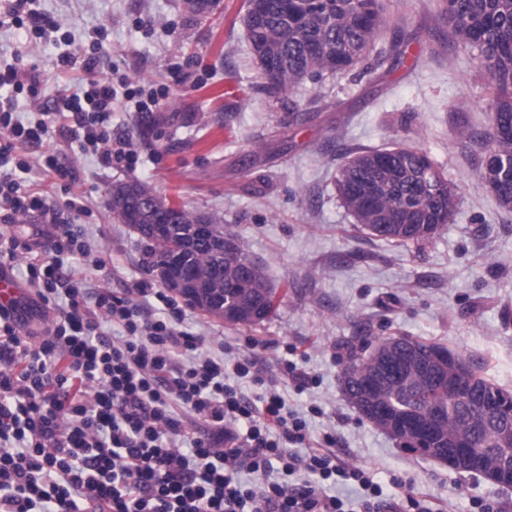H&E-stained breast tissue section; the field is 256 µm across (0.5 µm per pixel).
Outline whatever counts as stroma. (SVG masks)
Masks as SVG:
<instances>
[{
	"label": "stroma",
	"instance_id": "stroma-1",
	"mask_svg": "<svg viewBox=\"0 0 512 512\" xmlns=\"http://www.w3.org/2000/svg\"><path fill=\"white\" fill-rule=\"evenodd\" d=\"M245 5L217 0L207 19L193 22L182 0H39V10L59 22L57 32L0 27V63L21 53L41 74L39 103L0 88L19 120L54 111L61 90L80 92L84 72L56 70L53 61L98 46L99 69L121 94L112 136L131 140L137 152L134 164L103 170L60 139L55 152L75 180L35 167L28 185L62 209L83 196L86 212L69 221L108 256L105 268L88 272L92 296L139 281L161 284L146 245L112 217L116 183H148L220 219L283 297L255 326L185 310L205 350L228 360L254 355L263 381L239 380L242 393L255 401L265 386L277 389L305 420L309 446L332 437L339 460L362 468L383 499L415 492L445 512H480L483 503L512 512V488L402 452L358 417L342 390L348 351L366 356L379 338L410 336L486 364L493 382L512 391V211L482 180L493 114L470 49L449 37L444 0H385L389 23L376 46L403 43V65L392 69L372 57L366 70L327 73L274 96L259 89ZM395 144L427 154L456 188L452 223L425 243L365 234L336 193L346 158ZM288 356L308 373L305 386L282 375Z\"/></svg>",
	"mask_w": 512,
	"mask_h": 512
}]
</instances>
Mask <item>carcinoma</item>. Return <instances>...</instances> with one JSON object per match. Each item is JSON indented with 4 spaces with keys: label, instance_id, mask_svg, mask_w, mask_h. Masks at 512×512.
Returning <instances> with one entry per match:
<instances>
[{
    "label": "carcinoma",
    "instance_id": "obj_1",
    "mask_svg": "<svg viewBox=\"0 0 512 512\" xmlns=\"http://www.w3.org/2000/svg\"><path fill=\"white\" fill-rule=\"evenodd\" d=\"M384 0H247L243 23L268 94L290 93L307 79L329 71H347L361 64L383 31ZM444 16L450 35L457 43L476 52V67L491 93L493 112L490 159L483 179L500 206L512 210V0H446ZM336 187L344 207L360 229L378 239L396 244L423 242L434 237L453 220L457 192L445 173L424 153L397 146L369 150L339 167ZM115 188L126 199L157 195L139 181L119 183ZM175 224L164 238L142 231L152 267L164 264L181 246L177 260L193 268L191 287L207 307L224 300L229 311L227 324L255 325L277 308V292L263 267L255 262L242 240L228 255L192 249L187 241L193 224L204 218L218 236L224 225L185 203H174ZM247 273L248 285L223 297L224 283ZM399 369L390 370L380 389L366 397L365 405L353 409L372 421L374 406H392L435 432L433 445L450 439L471 442L487 456L500 461L512 454L502 447L504 428L512 426V415L489 414L485 399L497 398L512 406V392L489 381L482 368L472 364L474 379L464 382L467 401L448 404V381L454 367H439L442 383L425 373L419 358L431 350L447 347L410 337L404 338ZM378 369L371 359L349 354L342 375L362 379Z\"/></svg>",
    "mask_w": 512,
    "mask_h": 512
}]
</instances>
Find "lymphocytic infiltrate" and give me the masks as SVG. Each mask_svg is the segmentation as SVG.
<instances>
[{"label":"lymphocytic infiltrate","mask_w":512,"mask_h":512,"mask_svg":"<svg viewBox=\"0 0 512 512\" xmlns=\"http://www.w3.org/2000/svg\"><path fill=\"white\" fill-rule=\"evenodd\" d=\"M36 2L0 0V25L57 29ZM56 65L92 78L59 99L53 119L24 125L0 97V225L23 218L34 227L0 241V268L25 256L30 287L26 300L0 306V512H351L322 488L336 478L363 487V512H435L412 494L382 500L362 469L338 460L332 438L298 458L305 421L276 392L257 405L226 382L223 356L199 357L202 337L184 328L182 307L163 290L143 281L120 296L101 291L88 307L86 267L62 260L88 256L86 246L53 202L27 188L30 163L17 149L60 137L106 170L134 152L130 141L112 142L116 91L95 75L98 53H66ZM34 308L53 314L35 345L24 334ZM105 323L121 334L107 336ZM175 403L203 435L190 436ZM299 465L310 480L289 482ZM276 466L285 481L240 478Z\"/></svg>","instance_id":"1"}]
</instances>
